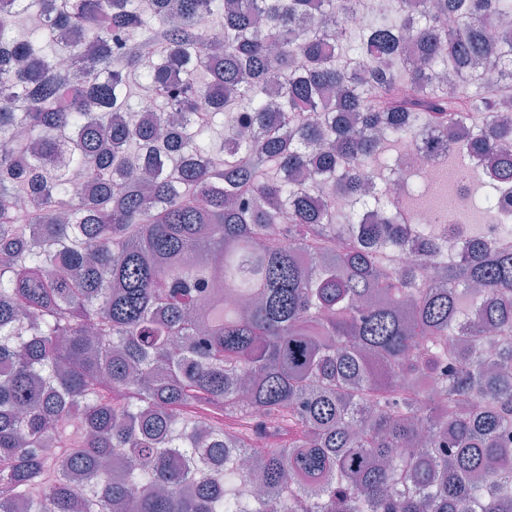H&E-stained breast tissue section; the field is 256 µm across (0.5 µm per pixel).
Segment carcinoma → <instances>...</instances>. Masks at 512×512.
<instances>
[{"label": "carcinoma", "mask_w": 512, "mask_h": 512, "mask_svg": "<svg viewBox=\"0 0 512 512\" xmlns=\"http://www.w3.org/2000/svg\"><path fill=\"white\" fill-rule=\"evenodd\" d=\"M360 8L0 0V512H512V0ZM418 150L419 145L413 141L408 142L406 148L402 151L399 163L404 167L409 166L420 169L429 179H438L441 175L439 166L435 162L423 159L419 155Z\"/></svg>", "instance_id": "carcinoma-1"}]
</instances>
